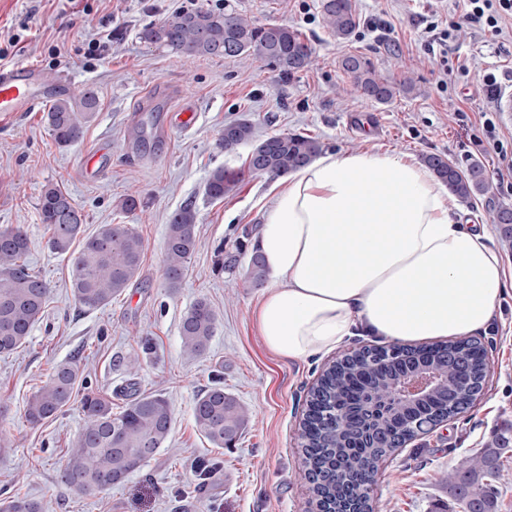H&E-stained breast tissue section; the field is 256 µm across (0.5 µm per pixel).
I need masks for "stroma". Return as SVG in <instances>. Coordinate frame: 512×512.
<instances>
[{"mask_svg":"<svg viewBox=\"0 0 512 512\" xmlns=\"http://www.w3.org/2000/svg\"><path fill=\"white\" fill-rule=\"evenodd\" d=\"M182 0H0V45H9L0 68H39L50 82L64 80L69 93L94 88L99 110L82 140L62 149L45 121L49 102L0 119V229L23 225L28 263L50 282L51 300L23 348L0 356V499L20 493L41 500L44 512H312L297 447L307 392L336 357L376 336H354L329 353L289 361L268 352L250 311L262 289L246 276L248 256L232 273L213 270L216 246L232 245L245 231L260 230L273 197L272 177L247 173L249 146L224 152L218 139L226 123L246 118L257 137L306 132L325 153L381 149L413 159L437 153L457 166L481 162L499 201L512 204V174L497 156L474 146L480 116L491 109L504 136H512V111H498L512 82L488 93L485 70L512 71V27L496 37L463 29L448 50L450 72L430 61L421 33L431 13L447 14L448 0H357L360 27L347 41L333 38L321 0H195L196 7L244 15L258 25L298 29L312 47L314 66L290 78L252 58L186 59L144 42L140 32L176 13ZM110 35L100 59L86 60L90 40ZM69 62L57 64L56 54ZM359 54L387 76L411 73L412 92L381 105L350 92L340 63ZM189 109L191 125L175 115ZM466 112L468 123L457 119ZM154 126L159 137L136 149L135 122ZM110 148L88 175L83 157L102 141ZM242 171L236 192L214 201L204 184L218 167ZM66 191L86 217V232L102 224L129 225L144 241L141 282L111 305L80 311L71 296L67 257L47 247L49 233L37 209L44 186ZM133 194L134 212L117 209ZM197 211L198 245L179 288L164 280V243L170 215L185 205ZM218 318L208 351H182L180 322L199 299ZM488 353L482 398L455 419L417 436L380 468L373 495L380 512H435L448 503V475L461 461L498 437L512 441V296L505 297L491 327L476 333ZM76 362L84 384L113 394V412L125 399L114 391L136 379L140 391L165 396L172 430L163 448L111 490L77 496L61 483L59 469L83 425L78 405L33 426L25 405L57 364ZM248 407L253 418L229 448L214 447L197 431L193 401L212 382ZM217 469L202 481L194 466Z\"/></svg>","mask_w":512,"mask_h":512,"instance_id":"35a3bbf8","label":"stroma"}]
</instances>
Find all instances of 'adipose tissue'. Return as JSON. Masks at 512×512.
<instances>
[{
  "label": "adipose tissue",
  "mask_w": 512,
  "mask_h": 512,
  "mask_svg": "<svg viewBox=\"0 0 512 512\" xmlns=\"http://www.w3.org/2000/svg\"><path fill=\"white\" fill-rule=\"evenodd\" d=\"M274 189L256 240L269 283L252 321L278 357L300 361L358 335L469 336L512 288L488 225L405 156L328 154Z\"/></svg>",
  "instance_id": "1"
}]
</instances>
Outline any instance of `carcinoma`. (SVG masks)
Segmentation results:
<instances>
[{
    "instance_id": "obj_1",
    "label": "carcinoma",
    "mask_w": 512,
    "mask_h": 512,
    "mask_svg": "<svg viewBox=\"0 0 512 512\" xmlns=\"http://www.w3.org/2000/svg\"><path fill=\"white\" fill-rule=\"evenodd\" d=\"M321 11L326 28L338 41L350 39L359 26L356 0H321ZM141 39L163 45L187 59L245 54L286 77L308 70L314 62L313 51L298 30L287 25L257 26L234 12L203 8L182 11L159 25L145 28ZM341 67L352 86L378 104L390 103L401 91L414 90L411 77L390 78L359 55L345 57ZM98 110L99 98L90 88L76 96L57 99L46 113L56 144L70 148L79 143L86 124ZM247 144L263 160L260 165L248 163V170L273 177L285 176L309 164L323 151V143L306 133L275 134L258 140L248 119L224 125L219 138L222 148L233 151ZM422 161L457 200L485 198L490 222L497 225L505 240L512 239V224L505 225L502 218V213L512 210V205L496 199L482 165L475 163L463 170L436 154H427ZM241 178L242 172L219 167L210 173L205 195L222 199L236 189ZM39 215L49 231L50 251L69 256L70 288L80 308L94 311L105 307L138 277L143 241L128 225L101 224L93 233L84 234V214L66 192L53 184L45 186L40 195ZM197 244V213L193 207L184 206L170 216L166 227L167 287L180 286ZM245 249L241 240L233 251L219 245L214 251L215 269L233 272ZM28 252L29 240L23 227L0 231V354L4 356L25 345L51 296L50 282L29 267ZM264 276V260L255 251L250 259L249 278L259 284ZM216 322L209 303L196 301L182 318L183 351L191 357L204 354L214 336ZM79 381L80 372L75 364L57 365L28 399L26 420L39 425L56 417L73 401ZM362 382L368 383L377 400L398 402L393 374L368 373L357 357L337 359L310 391L311 411L299 432L305 476L316 470H331L332 461L338 457L345 460L344 468L334 473L331 481H316L310 487L312 504L318 509L325 503L334 507L337 498L351 495L363 499L364 512H375L372 485L366 479L369 460L391 455L396 444L415 437L418 429L424 428L422 423H407L406 415L398 411L383 423L387 429L385 447H349V435L336 436L334 415L346 417L345 403L340 398ZM124 392L131 400L118 414L112 413L110 397L90 390L80 398L84 424L75 446L67 450L60 470L62 483L76 495H94L112 488L153 458L169 437L172 418L168 400L161 394L139 393L137 382L132 379ZM446 401L448 396L444 392H436L423 403L424 415L429 418L442 412ZM192 415L198 432L217 448L232 444L251 420L250 410L224 391L219 381L197 395ZM504 453L505 449L500 447L485 448L448 475V496L461 512H498L497 483ZM0 512H43V507L33 498L15 494L0 500Z\"/></svg>"
}]
</instances>
